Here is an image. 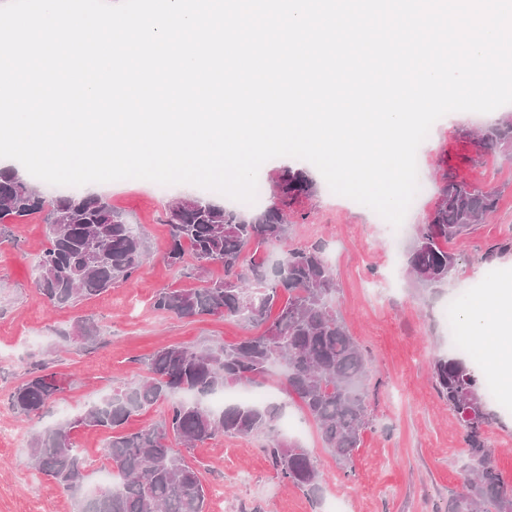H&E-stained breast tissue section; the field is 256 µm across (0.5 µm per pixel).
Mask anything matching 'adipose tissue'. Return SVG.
<instances>
[{"mask_svg": "<svg viewBox=\"0 0 512 512\" xmlns=\"http://www.w3.org/2000/svg\"><path fill=\"white\" fill-rule=\"evenodd\" d=\"M461 322L482 337L485 366L512 383V279L487 284L463 311Z\"/></svg>", "mask_w": 512, "mask_h": 512, "instance_id": "1", "label": "adipose tissue"}]
</instances>
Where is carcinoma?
Wrapping results in <instances>:
<instances>
[{"mask_svg":"<svg viewBox=\"0 0 512 512\" xmlns=\"http://www.w3.org/2000/svg\"><path fill=\"white\" fill-rule=\"evenodd\" d=\"M465 136L485 152L512 159L511 114ZM315 189L306 171L286 167L275 179L276 201L261 212L221 207L205 196L169 206L166 261L182 264L188 246L196 269L220 266L224 278L204 288L162 290L153 306L180 318L224 315L260 332L233 345L163 348L148 359L151 376L142 383L101 398L74 420L36 431L28 448L33 468L78 496V512H206L202 476L189 456L198 444L218 435L266 434L264 450L281 479L317 497L321 474L311 453L275 436L283 405L273 400L232 402L215 410L209 403L213 395L258 384L275 370L283 391L296 395L316 423L324 447L344 470L350 469L368 424V367L332 306L337 284L323 249L292 248L270 261L244 265L247 249L288 240V209ZM497 205L496 191L444 178L428 223L409 251L408 266L420 286L434 288L455 274L457 258L445 243L468 233ZM36 213L45 214L49 224V245L39 255L35 280L49 304L99 296L141 268L146 237L108 200L93 194L48 197L16 170L0 168V224H15ZM66 339L86 344L96 333L81 321ZM433 378L460 416L469 445L465 491L448 504V512H512V484L495 466L482 435L490 422L483 375L464 360L447 356L434 363ZM62 392L56 374L40 367L8 394L7 403L29 418ZM159 402L166 404L161 422L145 430H124L133 413ZM79 427L111 433L105 456L117 483L91 494L79 475L83 461L71 437Z\"/></svg>","mask_w":512,"mask_h":512,"instance_id":"cac0c4a2","label":"carcinoma"}]
</instances>
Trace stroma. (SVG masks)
<instances>
[{
    "label": "stroma",
    "instance_id": "obj_1",
    "mask_svg": "<svg viewBox=\"0 0 512 512\" xmlns=\"http://www.w3.org/2000/svg\"><path fill=\"white\" fill-rule=\"evenodd\" d=\"M512 113V104L490 113L465 112L455 124L437 120L418 148L425 194L408 210L400 227L379 223L376 213L333 193L308 161L265 162L259 177L272 186L283 166L304 169L315 193L293 208L297 219L288 247L322 246L334 270L333 299L351 336L364 350L369 424L343 473L323 447L316 424L297 397L285 395L278 376L263 387L286 405L278 422L281 436L300 443L323 474L319 499L283 482L270 466L264 439L224 437L198 445L207 492V512H448L463 490L465 430L432 378L435 361L454 354L443 326L448 301L465 306L480 293L488 270L512 278V160L477 151L466 134ZM496 190V213L468 236L449 242L458 257L454 276L436 289L414 282L407 249L427 223L439 197L443 174ZM81 193L106 197L144 233L149 251L139 274L104 294L66 307L48 304L35 286V264L48 243L43 215L20 224H0V512H76V500L30 466L28 446L35 430L74 419L112 389L147 378L144 357L176 344H234L253 330L221 315L180 319L155 311V295L165 288L204 287L191 265L169 266L164 253L169 228L163 219L177 199L208 195L231 208L234 200L193 185L126 179L81 186ZM506 251H499V244ZM96 325L100 342L85 348L63 339L79 321ZM61 379L65 390L36 417H17L7 396L34 366ZM491 423L484 430L495 464L512 482V412L488 403Z\"/></svg>",
    "mask_w": 512,
    "mask_h": 512
}]
</instances>
